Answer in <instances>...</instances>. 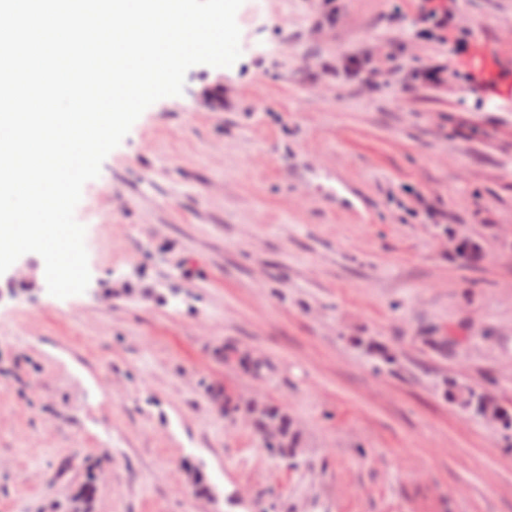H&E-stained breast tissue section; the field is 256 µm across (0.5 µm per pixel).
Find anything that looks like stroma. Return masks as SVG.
I'll use <instances>...</instances> for the list:
<instances>
[{"label": "stroma", "instance_id": "stroma-1", "mask_svg": "<svg viewBox=\"0 0 512 512\" xmlns=\"http://www.w3.org/2000/svg\"><path fill=\"white\" fill-rule=\"evenodd\" d=\"M236 20L235 64L190 68L84 185L87 290L0 291V512H70L91 473L93 512H512V426L447 394L512 406V100L467 65L491 42L512 69V0ZM217 389L282 406L302 455Z\"/></svg>", "mask_w": 512, "mask_h": 512}]
</instances>
